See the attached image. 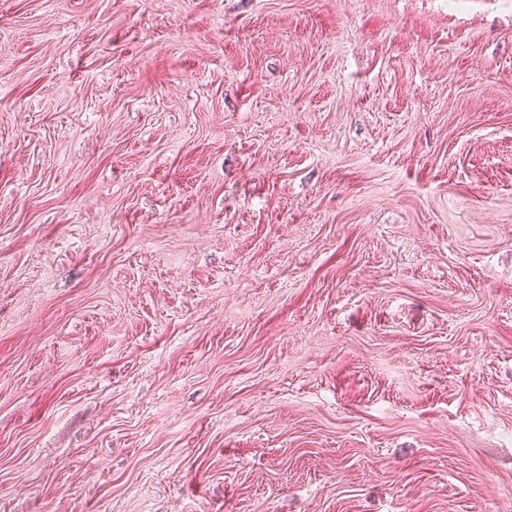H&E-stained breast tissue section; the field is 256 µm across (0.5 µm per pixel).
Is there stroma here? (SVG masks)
<instances>
[{"label":"stroma","mask_w":512,"mask_h":512,"mask_svg":"<svg viewBox=\"0 0 512 512\" xmlns=\"http://www.w3.org/2000/svg\"><path fill=\"white\" fill-rule=\"evenodd\" d=\"M0 512H512V0H0Z\"/></svg>","instance_id":"obj_1"}]
</instances>
